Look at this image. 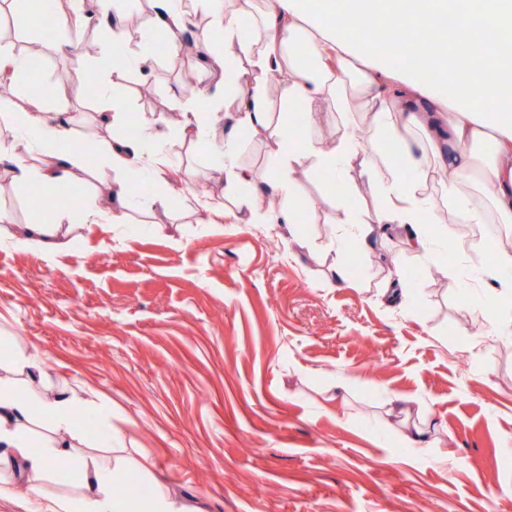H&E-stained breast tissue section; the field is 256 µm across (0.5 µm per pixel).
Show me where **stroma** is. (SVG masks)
<instances>
[{
    "label": "stroma",
    "instance_id": "35a3bbf8",
    "mask_svg": "<svg viewBox=\"0 0 512 512\" xmlns=\"http://www.w3.org/2000/svg\"><path fill=\"white\" fill-rule=\"evenodd\" d=\"M142 27L125 48H157L148 73H112L110 93L129 116L149 115L166 137L161 167L130 176L127 221L64 223V248L19 243L39 219L0 165V336L37 349L51 367L44 393L72 388L104 404L101 423L83 426L86 445L120 436L125 454L152 456L172 490L206 512H512V342L499 318L512 297L448 282V259L471 267L493 260L497 242L456 239L450 252L416 256L406 231L386 225L373 251L355 253L346 281L332 273L344 231L336 213L376 223L384 201L352 167L345 181L300 176L305 207L293 230L235 223L237 194L202 137L182 134L193 99L181 82L191 66L213 110L237 113L224 74L196 55L168 54L149 21L150 0H122ZM92 54L76 66L55 50L54 24L28 30L22 14L0 16V49L29 59L31 80L48 85L42 107L67 113L74 130L92 124L111 137L112 114L88 98L83 76L110 51L106 31L78 33ZM286 147L238 140L236 161L254 179L279 167ZM112 173L85 165L71 189L75 210L94 197L112 209ZM162 192L168 205L153 203ZM438 266V275L428 274ZM420 270L415 287L388 300L396 270ZM347 384L344 397L336 387ZM402 394L433 422L438 441L410 448L389 415Z\"/></svg>",
    "mask_w": 512,
    "mask_h": 512
}]
</instances>
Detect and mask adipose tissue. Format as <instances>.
I'll use <instances>...</instances> for the list:
<instances>
[{
	"instance_id": "obj_1",
	"label": "adipose tissue",
	"mask_w": 512,
	"mask_h": 512,
	"mask_svg": "<svg viewBox=\"0 0 512 512\" xmlns=\"http://www.w3.org/2000/svg\"><path fill=\"white\" fill-rule=\"evenodd\" d=\"M153 24L161 31L171 53L191 49L208 58L211 66L223 69L224 78L233 83L241 96L243 113L231 117L223 141L211 142L210 151L224 165V177L234 185L247 180V173L236 164L237 132L247 128L253 135L287 144L284 163L277 174L282 188L294 190L297 178L308 167L342 177L352 161H359L366 180L376 185L386 200L377 224H404L408 227L406 246L415 253L426 251L428 217L437 213V202L430 185L448 183L449 228L442 239L452 242L454 224H488L493 218L512 223V109L480 112L481 101H492L503 84L512 83V72L486 69L482 79L461 78L440 81L434 99L453 100L458 110L449 115L417 105L413 96H387L381 81L365 73L350 78L343 54L351 45L369 51L367 42L358 41L355 28L371 18L364 0H349L344 10L326 9L322 0H204L212 15L207 27L197 26L180 7V0H152ZM313 19L317 37L302 36L297 25L302 17ZM265 26L263 47L253 50L249 41L256 21ZM96 23L103 27L113 45L129 38L114 0H98L95 16L80 11L57 17L64 33L57 44L59 53L75 64L84 65L86 51L73 31ZM222 31L227 46L238 48L249 60L242 72L227 67L222 56L214 54L215 31ZM336 44V66L324 68V38ZM287 73L285 100L287 112L273 117L265 93V82ZM320 100L333 107L342 118L361 117L365 136L350 134L329 150L297 136L296 124L313 120L311 102ZM136 138L103 140L98 152L117 177L115 207L108 216L111 223L126 221L127 187L124 176L141 170L144 158L154 165L165 162V137L153 130L147 118L139 120ZM25 132L40 149L54 150L53 163L37 165L32 156L16 150L18 132ZM72 123L63 113L37 109L33 112L0 114V162L8 163L17 182L36 185L47 198L66 196L75 169L83 164L78 152L69 150ZM237 218L243 224L292 226L294 208L262 206L257 197L237 198ZM10 373L0 376V495L21 481L54 477L56 467L72 461L78 474L80 493L39 495L31 512H203L175 497L163 480L155 476V463L144 457L131 459L115 455L85 456L75 450L80 436L76 412H83L86 423L100 418L93 402L81 399L69 388L49 395L23 394L13 375L43 373L44 364L37 351L13 346L0 347V367ZM146 481L148 493L139 501L114 496V485Z\"/></svg>"
}]
</instances>
